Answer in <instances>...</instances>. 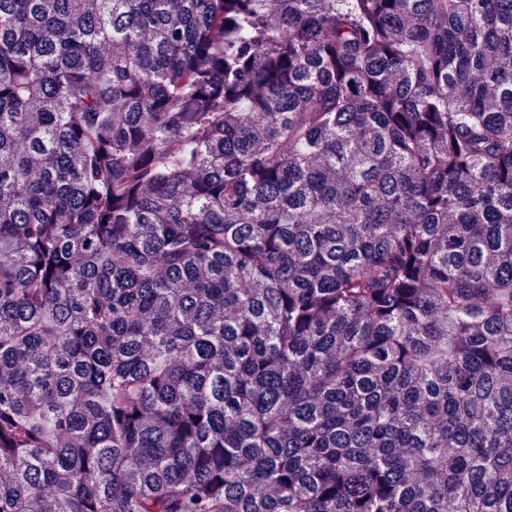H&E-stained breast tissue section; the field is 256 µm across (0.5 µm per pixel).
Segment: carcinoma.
Returning a JSON list of instances; mask_svg holds the SVG:
<instances>
[{
  "instance_id": "cac0c4a2",
  "label": "carcinoma",
  "mask_w": 512,
  "mask_h": 512,
  "mask_svg": "<svg viewBox=\"0 0 512 512\" xmlns=\"http://www.w3.org/2000/svg\"><path fill=\"white\" fill-rule=\"evenodd\" d=\"M0 512H512V0H0Z\"/></svg>"
}]
</instances>
